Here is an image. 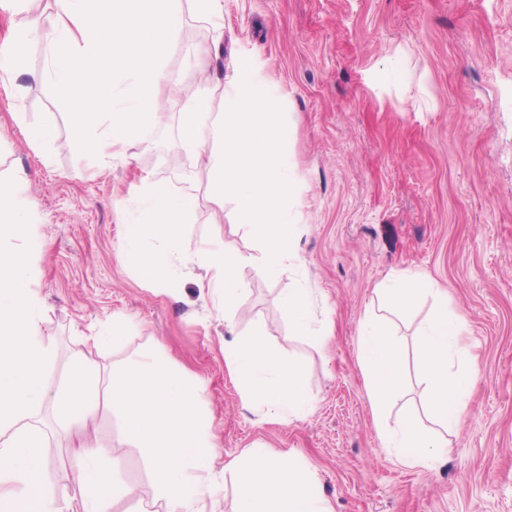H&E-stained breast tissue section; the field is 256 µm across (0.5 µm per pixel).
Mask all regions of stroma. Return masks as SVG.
<instances>
[{
    "instance_id": "stroma-1",
    "label": "stroma",
    "mask_w": 512,
    "mask_h": 512,
    "mask_svg": "<svg viewBox=\"0 0 512 512\" xmlns=\"http://www.w3.org/2000/svg\"><path fill=\"white\" fill-rule=\"evenodd\" d=\"M209 41L185 10L166 83L222 79L246 52L277 81L294 123L291 161L307 201L300 261L274 278L257 275L261 243L235 223L231 204L212 198L206 165L182 150V98L170 99L166 119L145 127L127 158L105 163L77 145L41 38L25 44L17 98L0 93V177L29 175L31 288L51 344V383L35 407L52 430L44 479L66 486L69 512H83L77 437L57 434L56 399L89 337L114 332L98 358L103 373L160 352L200 385L223 460L256 444L302 459L332 512H512V0H224L220 48L195 55ZM17 112L30 126L52 119L51 139L30 146ZM144 172L198 187L199 206L181 230L184 260L166 287L123 259ZM208 240L233 241L247 259L249 289L229 321L197 286L206 271L191 258ZM408 269L427 272L466 312L463 342L479 366L446 452L426 467L398 462L379 427L424 413L418 332L434 296L392 319L409 394L385 416L357 359L366 310L385 313L378 285ZM291 288L305 289L325 336L289 322L281 298ZM252 335L301 368L311 397L303 418L245 407L224 344ZM89 435L111 451L101 462L108 477L136 490L110 512H167L121 416L100 407Z\"/></svg>"
}]
</instances>
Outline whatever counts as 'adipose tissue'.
<instances>
[{
  "label": "adipose tissue",
  "instance_id": "obj_1",
  "mask_svg": "<svg viewBox=\"0 0 512 512\" xmlns=\"http://www.w3.org/2000/svg\"><path fill=\"white\" fill-rule=\"evenodd\" d=\"M212 34L224 36V0H51L48 13L30 28L48 47L47 72L72 112L80 146L104 158L123 154L146 124L159 117L158 88L162 63L181 28L185 9ZM181 147L206 159L211 192L231 201L238 223L263 245L259 274L275 276L299 261L297 239L304 189L288 155L289 123L284 102L265 65L242 56L223 82L199 86L187 97ZM95 138H85L87 130ZM24 171L0 180V512H67L65 488L43 480V439L27 422L33 403L49 385V340L40 325V302L30 287L29 254L21 242L29 225L17 205ZM199 202L192 181L173 189L152 185L140 223L132 225L124 256L146 280L165 285L169 266L180 253L181 226ZM152 236L157 245L142 250L139 240ZM206 268L208 294L216 309L232 314L248 283L238 274L244 257L230 241L209 243L194 257ZM423 271H405L380 284L378 294L396 313L409 311L433 290ZM466 317L437 296L433 317L420 337L422 373L434 429L413 420L384 427V447L410 466L427 465L439 455L448 432L466 408V395L479 368L460 338ZM92 339L71 373L61 413L64 425H87L99 407L101 369L96 353L107 344ZM357 355L367 372L376 409H384L401 391V350L386 323L361 325ZM225 363L242 384L246 405L271 416H299L310 407L299 370L279 358L261 337L234 342ZM83 463L78 483L85 492L83 512H108L117 494L98 465L104 448L81 441ZM235 478L238 512H331L317 485L315 470L255 445L225 464Z\"/></svg>",
  "mask_w": 512,
  "mask_h": 512
}]
</instances>
